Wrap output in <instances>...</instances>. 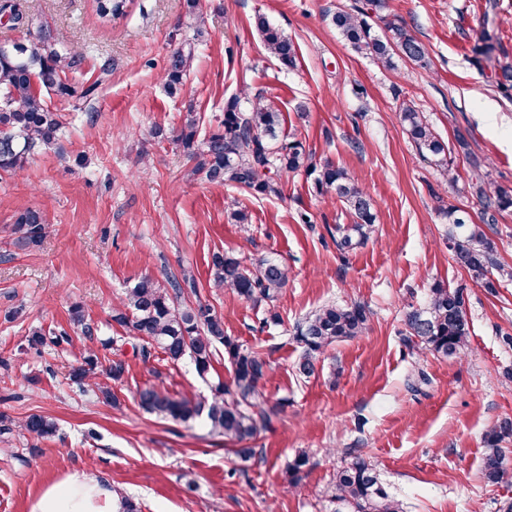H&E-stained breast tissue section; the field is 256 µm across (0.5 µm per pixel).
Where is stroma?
<instances>
[{"mask_svg":"<svg viewBox=\"0 0 512 512\" xmlns=\"http://www.w3.org/2000/svg\"><path fill=\"white\" fill-rule=\"evenodd\" d=\"M16 2L57 45L83 52L72 85L102 76L106 63L112 72L82 109L47 95L62 121L56 148L39 151L21 174L0 175V414L15 423L47 415L59 427L49 439L0 434V512H29L47 485L83 470L142 512H335L329 487L352 448L404 512H502L512 502V438L501 444L502 483L484 482L482 456L486 431L512 418V345L503 340L512 335V280L495 278L490 289L473 282L453 261L446 232L449 207H459L512 266V209H485L469 188L480 175L512 187V90L497 87L500 66L512 64V0H387V14L414 31L428 61L400 59L392 69L356 54L331 23L336 11L368 0H200L204 34L173 95L160 76L170 52L194 37L183 0H131L127 16L107 25L93 0ZM260 14L295 42L294 68L264 50ZM241 93L245 110L259 95L273 101L280 139L344 168L373 197L376 226L364 246L340 255L332 232L350 217L306 171L282 173L279 195L267 198L190 176L175 140L186 114L217 130L225 102ZM408 101L446 154L418 153L398 118ZM459 133L470 154L455 149ZM25 208L45 212L49 233L22 252L10 229ZM237 210L247 224L235 223ZM216 252L248 264L276 257L288 284L271 306L238 298L213 285ZM186 268L197 291L184 303L210 305L225 335L264 354L269 398L283 405L253 440L258 457L245 469L204 419L158 418L137 400L149 386L211 400L212 385L232 379L229 361L217 359L205 380L191 358L173 364L159 350L142 358L140 340L112 319L142 277L164 285ZM439 285L465 286L468 295L472 336L451 359L403 343L408 307ZM327 302L367 305L369 329L328 347L314 376L298 377L295 328ZM77 305L92 335L74 330ZM35 330L45 344H30ZM63 331L71 343L55 344ZM91 354L103 368L126 363L112 385L117 404L73 380ZM418 368L428 381L414 391ZM302 450L310 464L294 485L288 464Z\"/></svg>","mask_w":512,"mask_h":512,"instance_id":"stroma-1","label":"stroma"}]
</instances>
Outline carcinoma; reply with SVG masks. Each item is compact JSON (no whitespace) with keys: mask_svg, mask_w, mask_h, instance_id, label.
<instances>
[{"mask_svg":"<svg viewBox=\"0 0 512 512\" xmlns=\"http://www.w3.org/2000/svg\"><path fill=\"white\" fill-rule=\"evenodd\" d=\"M95 15L110 23L127 13V0H94ZM369 14L355 8L338 11L332 24L353 51L376 59L386 68L394 67V57L412 62L425 58L424 45L407 24L397 16L385 20L388 36L375 33ZM256 29L265 51L279 64L290 69L296 65L294 42L264 16H257ZM194 42H185L172 51L164 69V87L176 92L189 68L195 52ZM83 55L74 48L57 47L51 33L39 29L23 41L0 42V172L22 171L39 150L57 144L62 128L60 115L50 109L42 92L74 96L69 75L80 70ZM109 67L101 70V78L81 88L76 101L88 102L96 97ZM400 120L409 139L422 153L439 156L448 146L423 119L411 103L403 104ZM282 113L272 102L258 100L248 112L234 97L224 105L221 128L198 139V118L188 115L177 135L187 156L194 162L192 173L201 174L214 184L232 183L256 196L280 193L277 175L283 170L304 169L314 176L318 193L333 191L345 205L351 223L336 225L334 242L342 254L363 244L374 232V201L340 167L329 161L319 165L299 142L273 145L281 126ZM471 193L484 207L495 210L512 208V189L490 187L481 178L471 183ZM448 248L453 259L475 282L494 288L493 270L512 278L494 258V244L478 227L472 225L466 212L448 209ZM48 233L47 219L39 209L16 213L12 223L13 244L34 249ZM214 284L238 297L270 306L269 320L278 322L279 315L271 305L288 281V268L278 259L264 257L249 267L237 257L215 253L212 256ZM197 294V282L189 271L165 288L150 277L141 278L120 299L112 320L129 328L140 341V353L150 356L157 347L173 362L190 357L198 375L206 377L224 348L233 369V387L222 384L215 388L211 401L174 399L153 388L138 392L139 403L150 413L175 420L190 421L205 416L212 432L224 440L241 443L255 438L280 413V405L269 403L265 395L270 364L265 356L230 336L224 335V319L201 302L181 307L178 300L185 293ZM370 310L361 303L328 302L308 314L298 325L293 340L303 348L295 364L297 374L308 377L315 373L319 357L335 343L363 335L368 329ZM403 341L413 351L429 350L445 357L460 354L471 334L466 302L461 288L431 289L426 306L408 311ZM97 358L88 356L72 377L81 384L96 378ZM20 431L41 439L55 436L56 422L42 414H31L19 424ZM512 436V421L503 420L485 435L483 475L496 484L504 475L500 443ZM331 497L347 512H404L403 505L384 488L375 468L362 455L353 456L336 470Z\"/></svg>","mask_w":512,"mask_h":512,"instance_id":"obj_1","label":"carcinoma"}]
</instances>
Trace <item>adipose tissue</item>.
Wrapping results in <instances>:
<instances>
[{"instance_id":"1","label":"adipose tissue","mask_w":512,"mask_h":512,"mask_svg":"<svg viewBox=\"0 0 512 512\" xmlns=\"http://www.w3.org/2000/svg\"><path fill=\"white\" fill-rule=\"evenodd\" d=\"M121 505L111 486L98 478L75 472L46 487L30 512H120Z\"/></svg>"}]
</instances>
